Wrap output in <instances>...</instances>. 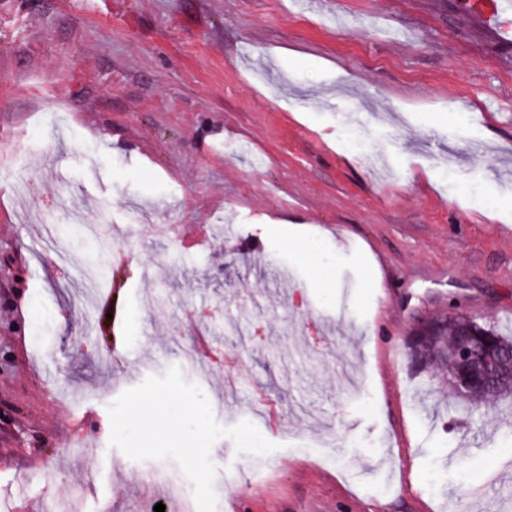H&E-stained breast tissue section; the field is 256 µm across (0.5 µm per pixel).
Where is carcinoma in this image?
<instances>
[{
    "label": "carcinoma",
    "mask_w": 512,
    "mask_h": 512,
    "mask_svg": "<svg viewBox=\"0 0 512 512\" xmlns=\"http://www.w3.org/2000/svg\"><path fill=\"white\" fill-rule=\"evenodd\" d=\"M470 346L491 359L494 376L463 390L459 381L471 376V368L458 355ZM408 357L422 371L445 378L458 398V407L473 412L483 407L512 401V332L503 333L463 313L441 314L421 322L407 342Z\"/></svg>",
    "instance_id": "obj_1"
}]
</instances>
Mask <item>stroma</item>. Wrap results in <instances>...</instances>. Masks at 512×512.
<instances>
[{
  "mask_svg": "<svg viewBox=\"0 0 512 512\" xmlns=\"http://www.w3.org/2000/svg\"><path fill=\"white\" fill-rule=\"evenodd\" d=\"M466 10L0 0V512L183 479L109 444V404L174 366L276 445H213L215 512H512V406L457 410L406 350L439 312L512 330V41ZM61 202L112 280L44 234Z\"/></svg>",
  "mask_w": 512,
  "mask_h": 512,
  "instance_id": "35a3bbf8",
  "label": "stroma"
}]
</instances>
